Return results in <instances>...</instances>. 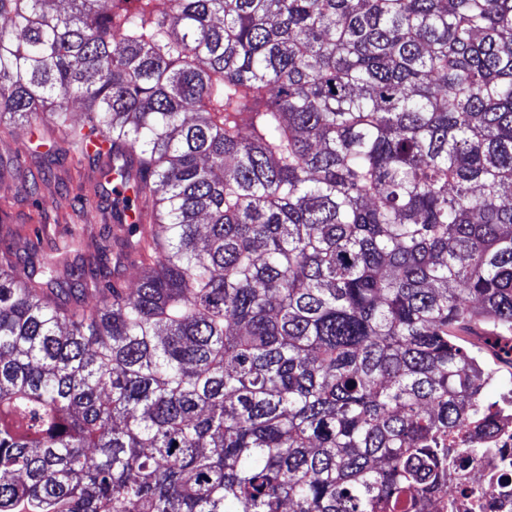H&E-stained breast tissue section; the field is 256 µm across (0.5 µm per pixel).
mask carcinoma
<instances>
[{
    "instance_id": "cac0c4a2",
    "label": "carcinoma",
    "mask_w": 512,
    "mask_h": 512,
    "mask_svg": "<svg viewBox=\"0 0 512 512\" xmlns=\"http://www.w3.org/2000/svg\"><path fill=\"white\" fill-rule=\"evenodd\" d=\"M65 2L0 0V128L133 197L113 257L0 255V512L443 499L512 335V0Z\"/></svg>"
}]
</instances>
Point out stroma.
Listing matches in <instances>:
<instances>
[{"instance_id":"obj_1","label":"stroma","mask_w":512,"mask_h":512,"mask_svg":"<svg viewBox=\"0 0 512 512\" xmlns=\"http://www.w3.org/2000/svg\"><path fill=\"white\" fill-rule=\"evenodd\" d=\"M91 177L87 162L66 158L51 164L37 192H30L16 179L0 182V249L13 245L17 254H24L30 245V229L40 231L39 246L76 238L88 249L101 245L112 221V201L106 197L89 196L82 211L72 209V199Z\"/></svg>"}]
</instances>
